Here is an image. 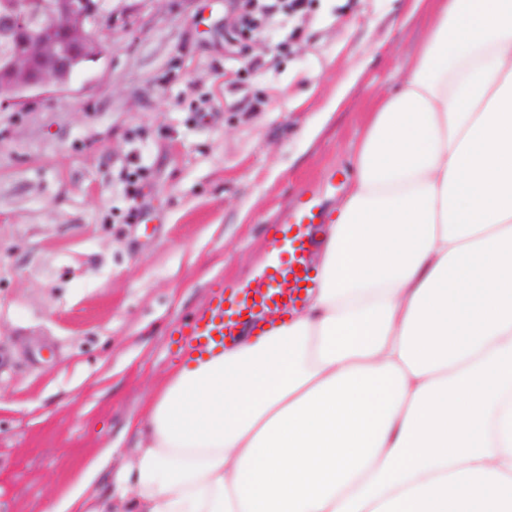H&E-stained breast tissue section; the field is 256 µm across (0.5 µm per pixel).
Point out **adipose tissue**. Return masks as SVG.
Segmentation results:
<instances>
[{
	"label": "adipose tissue",
	"instance_id": "ef3b65f1",
	"mask_svg": "<svg viewBox=\"0 0 512 512\" xmlns=\"http://www.w3.org/2000/svg\"><path fill=\"white\" fill-rule=\"evenodd\" d=\"M301 311L173 367L48 512H512V0H439Z\"/></svg>",
	"mask_w": 512,
	"mask_h": 512
}]
</instances>
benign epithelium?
Listing matches in <instances>:
<instances>
[{
	"label": "benign epithelium",
	"mask_w": 512,
	"mask_h": 512,
	"mask_svg": "<svg viewBox=\"0 0 512 512\" xmlns=\"http://www.w3.org/2000/svg\"><path fill=\"white\" fill-rule=\"evenodd\" d=\"M112 0H0V104L62 88L103 53Z\"/></svg>",
	"instance_id": "obj_1"
}]
</instances>
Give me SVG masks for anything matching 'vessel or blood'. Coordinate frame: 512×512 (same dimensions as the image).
Wrapping results in <instances>:
<instances>
[{
	"mask_svg": "<svg viewBox=\"0 0 512 512\" xmlns=\"http://www.w3.org/2000/svg\"><path fill=\"white\" fill-rule=\"evenodd\" d=\"M323 222L318 209L307 206L302 216L286 215L269 225L267 243L272 261L231 293H217L206 312L190 317L185 324V348L211 352L234 343L245 332L263 330L268 321L299 310L314 283L309 253Z\"/></svg>",
	"mask_w": 512,
	"mask_h": 512,
	"instance_id": "obj_1",
	"label": "vessel or blood"
}]
</instances>
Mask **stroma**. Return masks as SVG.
Returning <instances> with one entry per match:
<instances>
[{"label":"stroma","mask_w":512,"mask_h":512,"mask_svg":"<svg viewBox=\"0 0 512 512\" xmlns=\"http://www.w3.org/2000/svg\"><path fill=\"white\" fill-rule=\"evenodd\" d=\"M435 7L313 0L251 74L224 56L226 0H112L98 61L0 106V512H46L108 444L93 491L110 487L185 321L265 261L266 225L304 191L334 215Z\"/></svg>","instance_id":"35a3bbf8"}]
</instances>
